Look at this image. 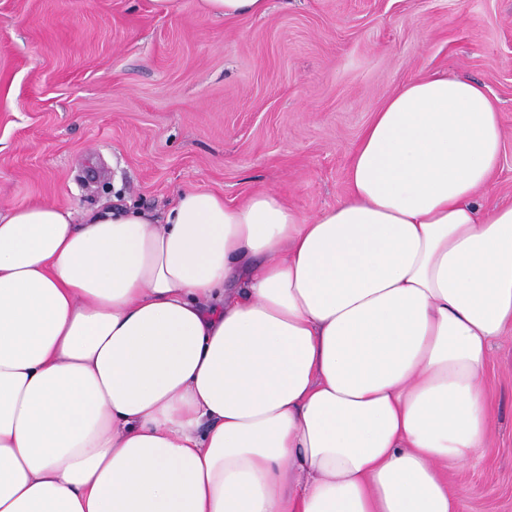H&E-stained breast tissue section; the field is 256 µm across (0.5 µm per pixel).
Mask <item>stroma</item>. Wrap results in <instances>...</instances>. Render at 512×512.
Here are the masks:
<instances>
[{"label": "stroma", "mask_w": 512, "mask_h": 512, "mask_svg": "<svg viewBox=\"0 0 512 512\" xmlns=\"http://www.w3.org/2000/svg\"><path fill=\"white\" fill-rule=\"evenodd\" d=\"M0 0V206L161 215L180 191L277 192L301 218L347 193L355 145L409 80L448 73L500 108L490 209L512 204V0ZM490 438L448 470L459 512H512V334L487 363ZM205 13L218 19L242 16H265L270 10V0H201Z\"/></svg>", "instance_id": "obj_1"}]
</instances>
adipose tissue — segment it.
<instances>
[{
	"mask_svg": "<svg viewBox=\"0 0 512 512\" xmlns=\"http://www.w3.org/2000/svg\"><path fill=\"white\" fill-rule=\"evenodd\" d=\"M498 112L407 82L305 220L268 190L0 207V512H459L512 332Z\"/></svg>",
	"mask_w": 512,
	"mask_h": 512,
	"instance_id": "obj_1",
	"label": "adipose tissue"
}]
</instances>
